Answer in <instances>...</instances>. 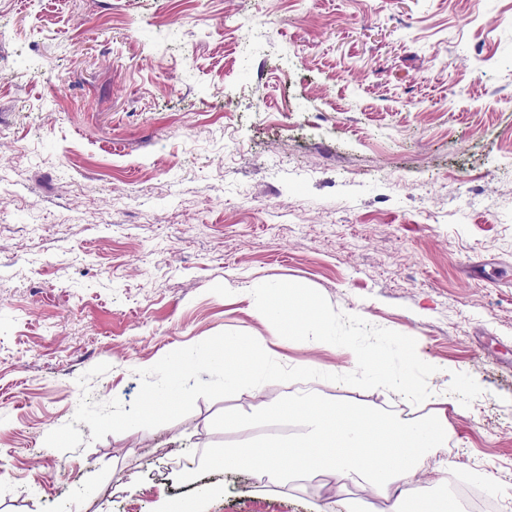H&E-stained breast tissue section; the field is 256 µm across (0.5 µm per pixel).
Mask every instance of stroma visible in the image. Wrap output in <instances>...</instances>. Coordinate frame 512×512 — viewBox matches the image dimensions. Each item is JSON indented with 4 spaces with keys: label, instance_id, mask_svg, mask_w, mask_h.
<instances>
[{
    "label": "stroma",
    "instance_id": "1",
    "mask_svg": "<svg viewBox=\"0 0 512 512\" xmlns=\"http://www.w3.org/2000/svg\"><path fill=\"white\" fill-rule=\"evenodd\" d=\"M0 512H343L202 459L247 394L61 452L77 379L131 403L139 369L217 333L275 360L268 281L412 336L438 371L390 417L448 411L446 493L512 484V0H0Z\"/></svg>",
    "mask_w": 512,
    "mask_h": 512
}]
</instances>
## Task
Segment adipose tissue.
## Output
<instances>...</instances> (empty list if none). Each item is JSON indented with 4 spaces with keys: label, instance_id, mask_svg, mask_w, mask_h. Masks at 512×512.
<instances>
[{
    "label": "adipose tissue",
    "instance_id": "obj_1",
    "mask_svg": "<svg viewBox=\"0 0 512 512\" xmlns=\"http://www.w3.org/2000/svg\"><path fill=\"white\" fill-rule=\"evenodd\" d=\"M268 417L296 420L302 432L286 441L258 443L249 435L251 413L241 412L242 446L225 450L219 466L252 467L283 486L318 472L368 487L391 501L392 512H446V496L418 490L430 458L448 445L445 411L415 421L389 418L307 389L271 405Z\"/></svg>",
    "mask_w": 512,
    "mask_h": 512
}]
</instances>
